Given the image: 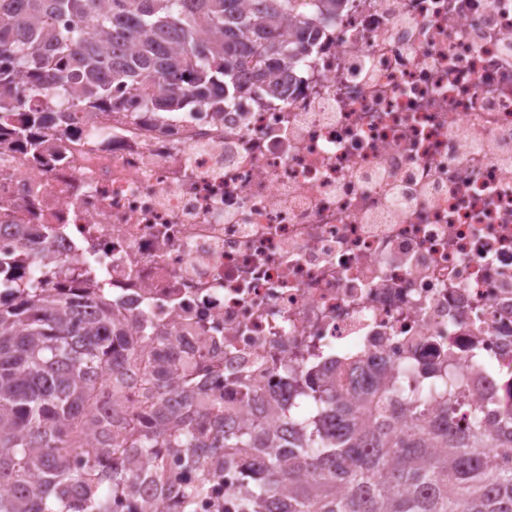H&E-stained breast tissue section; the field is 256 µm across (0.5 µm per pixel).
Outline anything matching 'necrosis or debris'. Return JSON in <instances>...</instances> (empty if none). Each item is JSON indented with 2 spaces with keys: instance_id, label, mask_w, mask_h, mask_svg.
<instances>
[{
  "instance_id": "obj_1",
  "label": "necrosis or debris",
  "mask_w": 512,
  "mask_h": 512,
  "mask_svg": "<svg viewBox=\"0 0 512 512\" xmlns=\"http://www.w3.org/2000/svg\"><path fill=\"white\" fill-rule=\"evenodd\" d=\"M279 78L283 101L221 112L50 113L38 159L0 138V251L6 225H50L130 324L175 329L206 427L279 431L289 367L340 352L507 399L512 0H347ZM203 473L195 512H223L238 472L210 453Z\"/></svg>"
}]
</instances>
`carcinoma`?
Instances as JSON below:
<instances>
[{"instance_id":"1","label":"carcinoma","mask_w":512,"mask_h":512,"mask_svg":"<svg viewBox=\"0 0 512 512\" xmlns=\"http://www.w3.org/2000/svg\"><path fill=\"white\" fill-rule=\"evenodd\" d=\"M297 0H0V121L31 155L43 153L46 116L36 95L73 111L125 107L116 87L147 112H222L250 90L284 97L275 74L308 52V29L336 23L345 0H309L311 15L282 29ZM48 239L26 238L0 259V512H111L142 477L160 492L163 451L205 448L191 405L168 424L158 414L120 416L98 396L145 361L127 318L98 288L65 291ZM43 286L19 284L26 267ZM154 374L164 387L175 362L164 331ZM342 388L327 368L290 370L299 404L284 435L256 418L224 426V464L241 472L224 512H512V407L483 424L488 404L396 369L346 364ZM402 413L411 422L398 427ZM207 484L181 490L192 512Z\"/></svg>"}]
</instances>
